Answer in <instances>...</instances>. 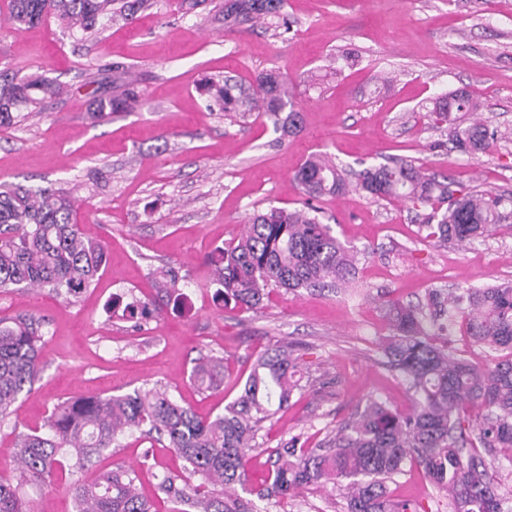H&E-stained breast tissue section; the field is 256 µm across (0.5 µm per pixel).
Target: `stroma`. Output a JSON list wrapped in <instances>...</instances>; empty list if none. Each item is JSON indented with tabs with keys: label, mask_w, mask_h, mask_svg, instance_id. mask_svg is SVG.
Here are the masks:
<instances>
[{
	"label": "stroma",
	"mask_w": 512,
	"mask_h": 512,
	"mask_svg": "<svg viewBox=\"0 0 512 512\" xmlns=\"http://www.w3.org/2000/svg\"><path fill=\"white\" fill-rule=\"evenodd\" d=\"M285 12L287 29L228 33L212 11L154 0L132 23L85 40L52 18L15 28L0 0V69L43 72L64 86L44 112L0 128V184L73 188L76 221L108 250L104 272L77 300L19 286L0 291V319L29 314L45 323L39 376L0 424V479H18L16 435L46 431L57 402L155 387L213 416L238 395L236 377L247 376L260 353L292 342L301 388L264 423L262 447L246 456L249 478L259 483L278 443L297 435L316 447L369 399L412 412L411 393L381 352L392 333L387 301L418 305L434 289L512 281V214L470 243L435 246L419 231L425 210L374 199L355 184L364 168L406 158L454 189L512 196V138L467 155L448 134L468 125L469 115L455 112L437 125L426 112L430 99L463 89L481 102L489 129L512 135V0H286ZM116 64L132 67L145 104L92 119L93 101L112 93ZM269 70L298 85L294 132L262 112L209 109L200 92L212 75L248 83ZM383 72L395 73L396 83L377 87ZM318 152L349 172L344 194L314 205L360 253L352 283L332 292L272 288L255 311L224 305L209 279L211 252L230 244L254 211L301 208L294 174ZM162 267L176 276L179 301L159 292L154 273ZM116 296L149 302L141 328L112 307ZM438 342L473 367L491 363L464 316ZM205 355L223 357L230 377L203 393L191 372ZM148 447L149 462L142 458ZM118 465L137 471L149 497L163 476L184 474L186 463L136 432L79 478ZM387 487L427 512H448L445 493L417 465L405 464ZM25 493L30 512H73L65 483L30 484ZM260 507L347 512L329 483Z\"/></svg>",
	"instance_id": "1"
}]
</instances>
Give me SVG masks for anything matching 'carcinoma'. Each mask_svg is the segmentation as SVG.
I'll use <instances>...</instances> for the list:
<instances>
[{
  "mask_svg": "<svg viewBox=\"0 0 512 512\" xmlns=\"http://www.w3.org/2000/svg\"><path fill=\"white\" fill-rule=\"evenodd\" d=\"M151 0H8L7 19L18 28L40 25L53 17L70 29L91 36L117 20L131 21ZM285 0H219L215 5L224 29L270 22L283 15ZM245 87L231 76L206 81L209 106L221 112L288 111L295 124L297 110L288 79L269 71ZM135 80L123 65L112 67V96L93 102L99 119L114 112H132L141 103ZM61 85L43 73L22 77L0 73V127L26 118L23 111L41 112L58 97ZM480 105L465 91L435 99V121L452 112L478 111ZM454 148L464 154L487 150L497 140L481 121L450 132ZM359 187L377 199H397L415 208H429L421 225L425 238L439 245L467 243L489 232L503 218L512 197L468 191L448 201V184L400 159L365 168ZM295 180L307 197L305 208L271 207L249 215L236 243L218 247L211 258L212 284L224 302L242 309L260 306L269 286L296 292L334 288L355 274L353 249L320 221L310 201L345 190L343 168L323 153L310 156ZM448 203L446 208L441 204ZM73 192L50 183L35 188L0 185V288L24 285L48 288L77 299L104 271V244L83 237L74 220ZM466 303L467 332L490 351L504 352L495 364L477 369L432 340L448 335V320ZM125 317L135 325L148 317V304L131 302ZM394 335L384 356L415 400L412 413L401 415L386 403L368 401L336 428L324 446L307 451L299 438L280 443L270 454L267 476L249 483L246 453L259 447L261 424L288 405L300 389L299 361L289 344L267 349L251 365L240 394L224 411L199 418L166 392L153 388L123 395H90L55 406L47 432L22 433L14 453L20 482L0 480V512H27L22 482L53 483L56 473L81 471L118 447L128 433L146 429L159 443L173 449L188 464L192 483L167 476L157 495L185 505L181 512H260L255 501L286 495L324 480L346 479L343 494L348 512H425L411 500H394L386 482L414 460L431 483L448 493L450 512H503L492 476L465 445L473 432L490 448H512V282L463 293L433 290L425 307L393 303ZM43 322L19 315L0 320V424L11 414L19 394L30 388L41 370L39 350ZM191 378L204 390L224 382V358L198 360ZM465 404L488 409L485 419L468 421L459 415ZM251 496L245 501L236 489ZM74 512H153L136 485L133 470L105 471L90 483L72 487Z\"/></svg>",
  "mask_w": 512,
  "mask_h": 512,
  "instance_id": "obj_1",
  "label": "carcinoma"
}]
</instances>
